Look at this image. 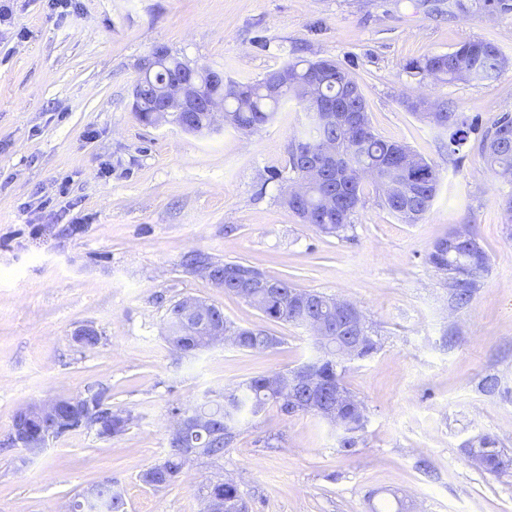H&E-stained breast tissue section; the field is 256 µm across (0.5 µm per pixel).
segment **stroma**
Wrapping results in <instances>:
<instances>
[{
	"instance_id": "1",
	"label": "stroma",
	"mask_w": 512,
	"mask_h": 512,
	"mask_svg": "<svg viewBox=\"0 0 512 512\" xmlns=\"http://www.w3.org/2000/svg\"><path fill=\"white\" fill-rule=\"evenodd\" d=\"M469 39L512 59V15L481 0H72L62 16L49 0H0V512H72L105 480L127 512H201L210 478L235 479L249 512H394L400 500L407 512H512V469L488 475L465 452L487 434L512 457V183L479 149L512 115V67L449 84L408 68ZM160 46L236 81L298 57L335 59L373 132L435 166L431 208L404 223L368 182L342 237L302 223L283 202L301 106L285 103L249 137L145 124L132 89ZM420 97L478 119L456 154L448 132L407 110ZM460 228L488 257L462 308L428 261ZM192 252L363 311L379 348L344 372L367 412L355 448L342 450L325 420L270 405L244 413L222 458L190 461L167 488L141 481L169 452L174 410L318 354L308 328L267 320L186 267ZM186 297L278 345L176 355L164 321ZM85 325L95 349L72 339ZM90 392L129 415L123 435L84 429L34 454L7 445L19 409Z\"/></svg>"
}]
</instances>
